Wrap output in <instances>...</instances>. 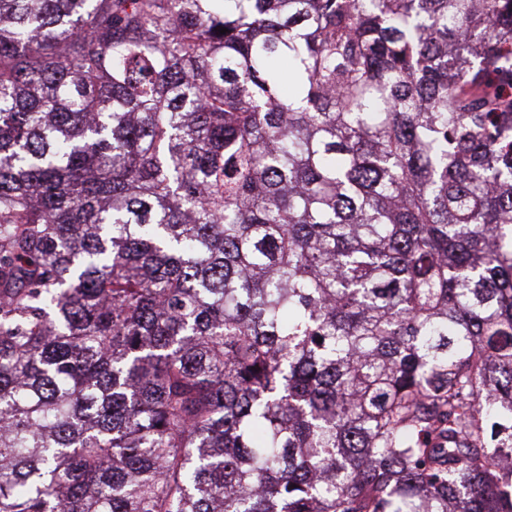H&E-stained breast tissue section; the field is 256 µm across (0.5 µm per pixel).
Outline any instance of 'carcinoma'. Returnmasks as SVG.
I'll return each instance as SVG.
<instances>
[{
	"mask_svg": "<svg viewBox=\"0 0 512 512\" xmlns=\"http://www.w3.org/2000/svg\"><path fill=\"white\" fill-rule=\"evenodd\" d=\"M504 460L512 0H0V512H512Z\"/></svg>",
	"mask_w": 512,
	"mask_h": 512,
	"instance_id": "obj_1",
	"label": "carcinoma"
}]
</instances>
